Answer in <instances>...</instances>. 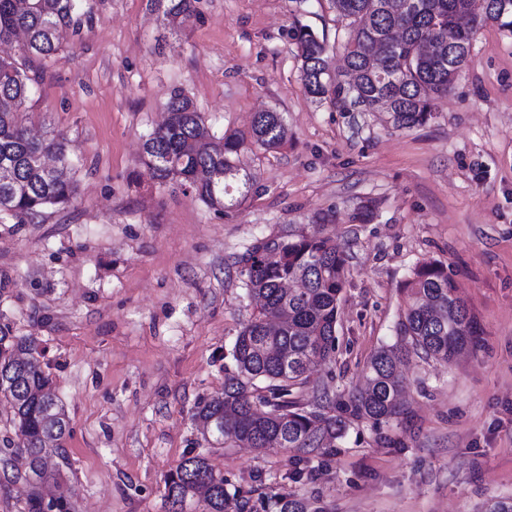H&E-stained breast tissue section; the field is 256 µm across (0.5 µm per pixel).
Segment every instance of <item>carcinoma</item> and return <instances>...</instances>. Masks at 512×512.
I'll return each mask as SVG.
<instances>
[{
    "mask_svg": "<svg viewBox=\"0 0 512 512\" xmlns=\"http://www.w3.org/2000/svg\"><path fill=\"white\" fill-rule=\"evenodd\" d=\"M168 28L181 29L200 18L199 0H155ZM346 23L343 68L336 71L325 38L307 26L291 29L301 61L300 77L316 101L375 112L385 108L392 125L427 124L436 101L460 75L457 58L471 56L482 25L471 0H331ZM491 25L512 34V0H486ZM91 17L89 0H0V42L23 35L20 60L0 58V219L17 223L45 209L68 204L75 182L62 138L33 140L22 112L33 92L35 62L57 55ZM166 125L144 140L141 161L159 185L176 186L222 214L248 194L252 176L240 156L276 151L287 142L282 113H255L250 127L218 136L181 89L165 103ZM316 216L312 229L278 240H258L239 257L242 287L259 306L235 338L233 369L224 393L197 407L194 419L216 437L264 450L276 443L303 451L329 450L344 435L336 415L305 409L294 397L310 371L335 351L340 296L347 283L346 259L324 235ZM406 308L398 322L406 343L377 350L367 363L364 387L339 403L342 414L386 422L400 411L398 368L409 353L451 362L470 350L480 328L462 299L448 267L435 260L417 263L402 283ZM36 340L0 328V397L13 411L17 442L0 459L3 471L30 486L26 512H43L41 484L49 478V443L68 431L66 411L49 390ZM168 512L195 502L202 512H246L250 498L229 494L224 475L201 454L185 456L164 481ZM276 512H325L318 500L275 498Z\"/></svg>",
    "mask_w": 512,
    "mask_h": 512,
    "instance_id": "obj_1",
    "label": "carcinoma"
}]
</instances>
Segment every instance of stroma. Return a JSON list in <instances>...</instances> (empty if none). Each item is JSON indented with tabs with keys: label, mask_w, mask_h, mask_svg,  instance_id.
<instances>
[{
	"label": "stroma",
	"mask_w": 512,
	"mask_h": 512,
	"mask_svg": "<svg viewBox=\"0 0 512 512\" xmlns=\"http://www.w3.org/2000/svg\"><path fill=\"white\" fill-rule=\"evenodd\" d=\"M92 16L36 65L29 128L62 136L76 194L38 220L0 223V327L37 339L70 434L51 458L71 512H166L164 478L203 454L228 491L314 497L328 512H484L512 498V35L481 29L472 61L425 126L343 112L300 80L292 26L346 29L329 0H200L173 32L149 0H90ZM180 88L216 132L282 112L288 142L244 157L253 186L218 214L154 184L140 147ZM365 224L351 220L364 202ZM324 215L347 260L336 349L296 397L333 413L380 347L402 343V282L435 259L480 326L449 363L410 356L402 412L347 418L335 448L257 452L215 441L193 415L224 390L253 312L236 261Z\"/></svg>",
	"instance_id": "stroma-1"
}]
</instances>
